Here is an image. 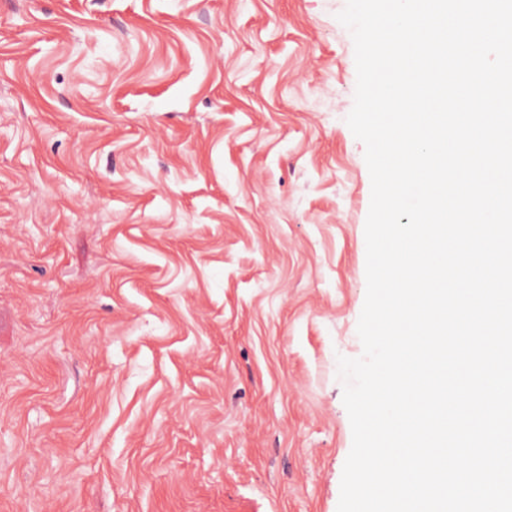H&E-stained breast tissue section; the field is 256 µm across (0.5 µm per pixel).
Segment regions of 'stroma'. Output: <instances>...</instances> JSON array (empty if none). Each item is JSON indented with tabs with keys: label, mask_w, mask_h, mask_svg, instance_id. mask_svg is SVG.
<instances>
[{
	"label": "stroma",
	"mask_w": 512,
	"mask_h": 512,
	"mask_svg": "<svg viewBox=\"0 0 512 512\" xmlns=\"http://www.w3.org/2000/svg\"><path fill=\"white\" fill-rule=\"evenodd\" d=\"M345 4L0 0V512H337Z\"/></svg>",
	"instance_id": "1"
}]
</instances>
